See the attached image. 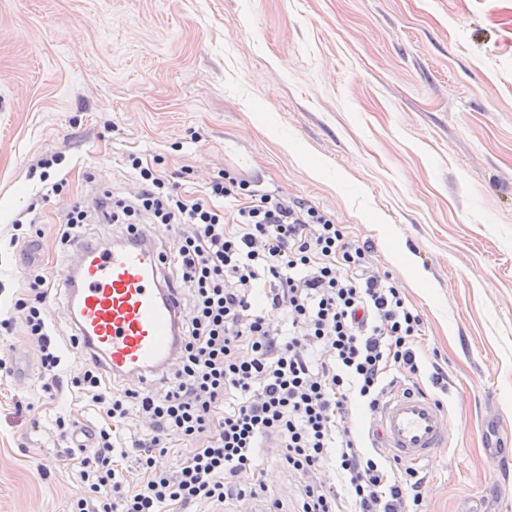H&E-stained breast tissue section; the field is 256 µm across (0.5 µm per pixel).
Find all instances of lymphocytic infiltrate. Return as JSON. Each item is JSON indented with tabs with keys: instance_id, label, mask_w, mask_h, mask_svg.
Returning <instances> with one entry per match:
<instances>
[{
	"instance_id": "f902f5d3",
	"label": "lymphocytic infiltrate",
	"mask_w": 512,
	"mask_h": 512,
	"mask_svg": "<svg viewBox=\"0 0 512 512\" xmlns=\"http://www.w3.org/2000/svg\"><path fill=\"white\" fill-rule=\"evenodd\" d=\"M128 162L134 194L74 203L57 247L87 237L93 216L123 238L145 223L172 228L164 265L184 309L176 370L147 386L77 362L39 265L0 318V330H22L37 347L44 390L70 385L97 416L85 439L55 421L77 464L66 512H281L270 468L288 474L291 512H424L423 477L371 449L358 421L426 362L422 316L374 266L372 244L318 206L247 180L228 175L188 196L136 154ZM327 469L335 481L322 480Z\"/></svg>"
}]
</instances>
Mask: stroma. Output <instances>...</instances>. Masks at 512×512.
Listing matches in <instances>:
<instances>
[{"label": "stroma", "mask_w": 512, "mask_h": 512, "mask_svg": "<svg viewBox=\"0 0 512 512\" xmlns=\"http://www.w3.org/2000/svg\"><path fill=\"white\" fill-rule=\"evenodd\" d=\"M132 152L179 191L229 171L369 241L447 379L428 512H512L485 451H512V0H0V309L25 285L13 221L36 206L59 277L58 218L133 192ZM0 352V512H64L54 423L94 414L43 392L23 337Z\"/></svg>", "instance_id": "1"}]
</instances>
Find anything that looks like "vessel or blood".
Masks as SVG:
<instances>
[{
	"label": "vessel or blood",
	"instance_id": "1",
	"mask_svg": "<svg viewBox=\"0 0 512 512\" xmlns=\"http://www.w3.org/2000/svg\"><path fill=\"white\" fill-rule=\"evenodd\" d=\"M61 281L70 327L89 363L146 381L175 367L182 304L166 283L163 252L153 236L79 242ZM373 427L384 448L416 464L427 461L447 437L441 407L418 392L394 394Z\"/></svg>",
	"mask_w": 512,
	"mask_h": 512
}]
</instances>
